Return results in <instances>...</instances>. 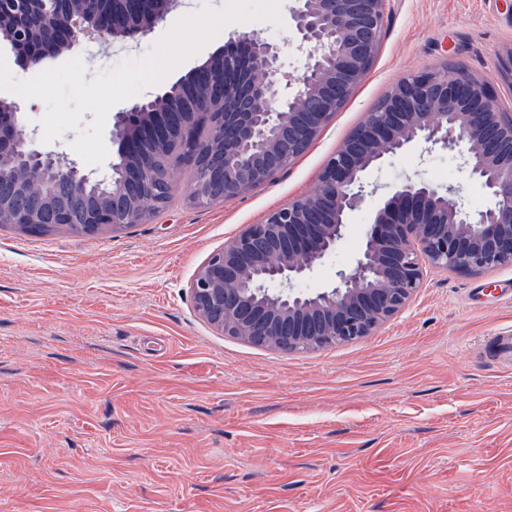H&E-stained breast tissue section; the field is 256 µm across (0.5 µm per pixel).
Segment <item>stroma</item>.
<instances>
[{
    "label": "stroma",
    "instance_id": "obj_1",
    "mask_svg": "<svg viewBox=\"0 0 512 512\" xmlns=\"http://www.w3.org/2000/svg\"><path fill=\"white\" fill-rule=\"evenodd\" d=\"M223 4L182 0L138 42L78 49L85 80ZM291 4L280 0L278 26L228 23L149 95L253 30L303 70ZM511 49L512 0H391L366 76L272 183L198 207L183 168L164 211L117 233L0 227V512H512V359L494 343L512 331V266L428 270L373 335L305 353L214 331L188 290L245 225L311 193L402 78L460 66L512 113L498 65ZM439 171L470 207L488 205L458 151L410 146L368 175L377 193L302 287L330 285L353 264L389 189Z\"/></svg>",
    "mask_w": 512,
    "mask_h": 512
}]
</instances>
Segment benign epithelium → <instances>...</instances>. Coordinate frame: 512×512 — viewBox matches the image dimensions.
Wrapping results in <instances>:
<instances>
[{
	"label": "benign epithelium",
	"mask_w": 512,
	"mask_h": 512,
	"mask_svg": "<svg viewBox=\"0 0 512 512\" xmlns=\"http://www.w3.org/2000/svg\"><path fill=\"white\" fill-rule=\"evenodd\" d=\"M27 8L0 26V45L25 69L59 58L89 40L138 41L163 21L176 0H130L117 21L87 0L78 12ZM389 0H294L296 49L308 63L285 67L280 49L242 33L202 68L220 95L175 119L176 92L117 113V175L99 193L98 179L63 154L37 148L21 107L0 99V226L31 234L49 229L95 235L145 223L167 206L152 186H175L156 156L184 141L178 161L198 172L188 200L223 202L272 182L317 138L349 100L380 47ZM209 126L203 141L190 138ZM413 144L461 148L464 164L491 198L469 209L456 191L409 179L375 213L354 264L331 287L304 291L295 282L321 266L344 238L348 218L364 200L366 173ZM512 265V113L461 67L443 65L404 78L379 111L327 160L314 190L270 212L225 242L189 284L199 319L225 335L275 351L305 352L373 334L403 311L426 268L484 273Z\"/></svg>",
	"instance_id": "7a95c632"
}]
</instances>
